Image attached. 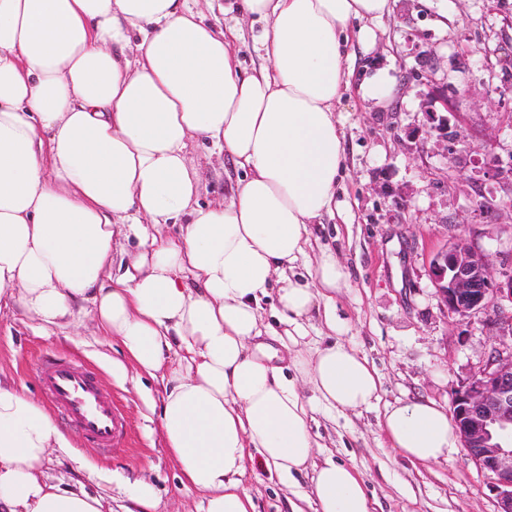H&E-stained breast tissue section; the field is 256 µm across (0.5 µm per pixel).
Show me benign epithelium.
<instances>
[{"instance_id":"obj_1","label":"benign epithelium","mask_w":512,"mask_h":512,"mask_svg":"<svg viewBox=\"0 0 512 512\" xmlns=\"http://www.w3.org/2000/svg\"><path fill=\"white\" fill-rule=\"evenodd\" d=\"M426 139L440 143L455 139L448 118L423 110ZM432 282L451 314L488 310L498 300L490 322L500 346L462 385L451 401L454 424L465 456L490 479L498 499L497 512H512V273L496 274L488 253L472 241L461 240L437 250L430 260Z\"/></svg>"}]
</instances>
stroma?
<instances>
[{
	"label": "stroma",
	"instance_id": "35a3bbf8",
	"mask_svg": "<svg viewBox=\"0 0 512 512\" xmlns=\"http://www.w3.org/2000/svg\"><path fill=\"white\" fill-rule=\"evenodd\" d=\"M377 53L393 66L396 93L377 110L347 91L344 118L346 170L336 188V206L311 225L309 258L328 249L346 278L336 292V330L320 315L306 321L308 345L338 340L373 366L382 403L431 399L449 407L451 391L483 364L498 340L487 314L447 312L431 280L434 251L460 238L476 239L496 268L512 265V211L494 220L476 211L477 200L512 199V183L488 176L486 154L512 164V0H448L440 12L433 0H393L375 29ZM434 56L435 69L421 55ZM459 103L452 125L464 133L453 141L455 164L435 141L420 142L423 105L436 112ZM190 158L202 176L199 199L220 202L234 174L230 158L194 142ZM55 356L79 362L122 413L124 434L106 454L63 421L43 393L36 367ZM0 380L26 389L60 422L69 449H52L43 481L102 496L112 512H129V483L149 481L155 512H199L201 495L187 488L164 442L160 421L161 378L123 362L103 344L87 313L73 324L41 326L19 309L0 312ZM320 447L352 467L373 502V512H497L488 478L463 449L449 461L414 464L394 452L377 411L314 413L309 422ZM244 487L255 512H291L289 492L276 474L256 467Z\"/></svg>",
	"mask_w": 512,
	"mask_h": 512
}]
</instances>
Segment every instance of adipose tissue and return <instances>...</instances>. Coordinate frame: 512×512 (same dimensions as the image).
Instances as JSON below:
<instances>
[{"label":"adipose tissue","instance_id":"obj_1","mask_svg":"<svg viewBox=\"0 0 512 512\" xmlns=\"http://www.w3.org/2000/svg\"><path fill=\"white\" fill-rule=\"evenodd\" d=\"M389 3L230 0L217 31L187 0H0V302L47 325L90 306L136 368L166 370L164 440L201 512H253L242 478L256 458L291 489L310 471L315 512H371L350 466L315 463L308 419L376 408L377 372L339 341L274 359L314 309L336 326V256L288 272L345 170L346 46L372 53ZM245 18L265 25L249 71L234 47ZM201 139L240 172L220 203L198 201L188 148ZM123 237L140 250L116 275ZM277 274L272 325L260 301ZM380 426L414 463L460 443L429 399L387 406ZM69 445L36 400L0 383V512H103L40 480L49 450Z\"/></svg>","mask_w":512,"mask_h":512}]
</instances>
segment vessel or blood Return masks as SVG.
Returning a JSON list of instances; mask_svg holds the SVG:
<instances>
[{
	"label": "vessel or blood",
	"instance_id": "b4317fda",
	"mask_svg": "<svg viewBox=\"0 0 512 512\" xmlns=\"http://www.w3.org/2000/svg\"><path fill=\"white\" fill-rule=\"evenodd\" d=\"M37 375L50 402L97 448H108L121 434V415L86 370L69 360L46 357L38 363Z\"/></svg>",
	"mask_w": 512,
	"mask_h": 512
}]
</instances>
